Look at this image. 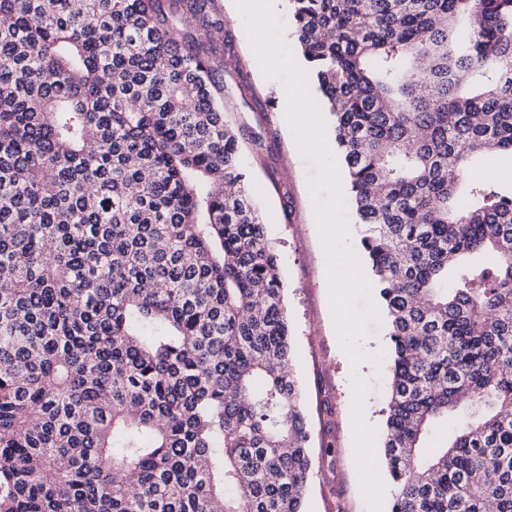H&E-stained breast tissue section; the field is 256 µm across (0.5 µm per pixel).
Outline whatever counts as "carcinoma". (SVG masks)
Returning a JSON list of instances; mask_svg holds the SVG:
<instances>
[{
  "label": "carcinoma",
  "mask_w": 512,
  "mask_h": 512,
  "mask_svg": "<svg viewBox=\"0 0 512 512\" xmlns=\"http://www.w3.org/2000/svg\"><path fill=\"white\" fill-rule=\"evenodd\" d=\"M386 316L390 512H512V0H289ZM209 0H0V512H305L280 258ZM449 438L430 439L462 408ZM478 175L494 185L510 186V183H512V161L510 156H498L485 160L479 168Z\"/></svg>",
  "instance_id": "1"
}]
</instances>
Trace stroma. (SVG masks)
I'll list each match as a JSON object with an SVG mask.
<instances>
[{
	"label": "stroma",
	"mask_w": 512,
	"mask_h": 512,
	"mask_svg": "<svg viewBox=\"0 0 512 512\" xmlns=\"http://www.w3.org/2000/svg\"><path fill=\"white\" fill-rule=\"evenodd\" d=\"M210 12L223 19V30L209 35L192 21L183 28L201 46L217 47L238 62L222 75L221 102L239 137L256 201L269 217L268 234L278 246L286 284L293 369L312 460L305 512H367L353 455L349 362L332 322L308 187L316 170L298 151L284 117L283 86L263 77L233 0H212Z\"/></svg>",
	"instance_id": "stroma-1"
}]
</instances>
